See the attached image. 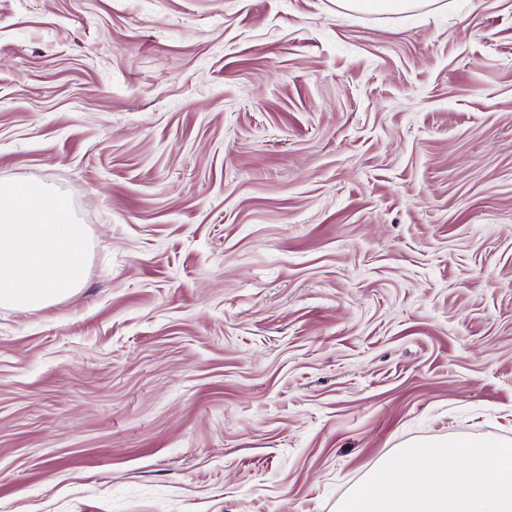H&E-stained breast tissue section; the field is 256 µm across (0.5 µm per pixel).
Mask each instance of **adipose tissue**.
Segmentation results:
<instances>
[{"label": "adipose tissue", "instance_id": "ef3b65f1", "mask_svg": "<svg viewBox=\"0 0 512 512\" xmlns=\"http://www.w3.org/2000/svg\"><path fill=\"white\" fill-rule=\"evenodd\" d=\"M88 253L85 226L46 187L0 183V306L34 311L76 294Z\"/></svg>", "mask_w": 512, "mask_h": 512}]
</instances>
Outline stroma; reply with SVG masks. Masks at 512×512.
<instances>
[{
    "instance_id": "1",
    "label": "stroma",
    "mask_w": 512,
    "mask_h": 512,
    "mask_svg": "<svg viewBox=\"0 0 512 512\" xmlns=\"http://www.w3.org/2000/svg\"><path fill=\"white\" fill-rule=\"evenodd\" d=\"M88 275L0 308V512H336L512 437V0H0V181ZM431 0H336V6L344 11L377 14H397L414 10Z\"/></svg>"
}]
</instances>
